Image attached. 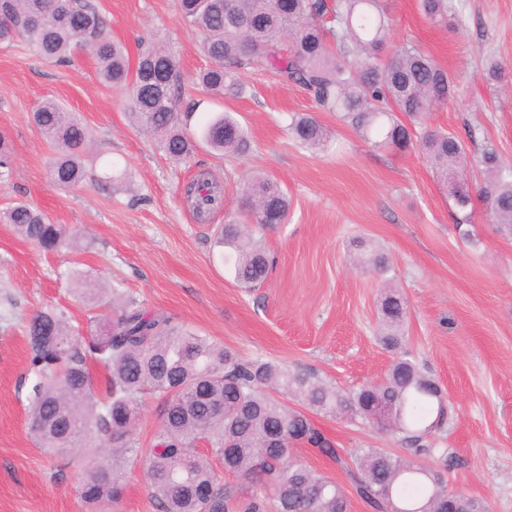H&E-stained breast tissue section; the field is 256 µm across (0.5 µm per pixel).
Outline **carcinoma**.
Instances as JSON below:
<instances>
[{
  "label": "carcinoma",
  "instance_id": "1",
  "mask_svg": "<svg viewBox=\"0 0 512 512\" xmlns=\"http://www.w3.org/2000/svg\"><path fill=\"white\" fill-rule=\"evenodd\" d=\"M176 10L202 34L201 48L213 65L200 73L198 84L214 93L240 95L238 70L262 61L285 84L304 88L325 112H335L376 148L406 151L418 143L424 159L439 177L456 206L462 239L472 231V187L469 172L480 168L485 181L477 193L491 220L512 234V167L497 151L470 153L454 133L423 127L412 138L409 124L423 123L429 112L445 105L455 81L418 43L404 41L384 62L379 52L391 28L386 0H288L281 9L274 0H175ZM424 15L445 21L448 0H420ZM22 41L45 59L68 63L87 51L99 78L126 90L132 124L155 137L171 160L187 158L195 147L187 133L194 109L177 108L178 75L174 57L153 42L138 46L130 62L122 44L105 33V21L90 0H0V45ZM490 82L508 83L498 61L485 65ZM33 122L55 148L52 180L70 188L82 183L81 156L88 137L81 119L45 99ZM288 132L300 145L324 151L328 132L315 116H294ZM201 137L222 155L244 154L250 140L230 112L211 117ZM198 211L214 208L224 198L221 186L202 177L189 184ZM246 223L226 224L221 243L230 249L229 270L236 284L258 288L273 261L253 238L266 229L262 216L287 218V192L268 175L242 187ZM21 238L45 252L79 245L77 233L56 224L37 207L19 202L0 214ZM358 260L384 274L385 255L369 241H356ZM74 291L89 309L112 297V318L97 324L88 343L72 335L62 313L37 311L26 336L32 379L28 388L29 429L38 448L58 455L78 450L79 495L88 512L118 504L125 486L118 472L138 449L132 437L140 416L141 396L162 395V422L150 449L145 477L160 512H265V499L252 487L273 490L275 512H348V496L335 482L295 459L283 458L285 444H303L316 453L343 462L339 449L312 419L368 415L378 408L375 423L402 434L414 454H432L426 437L445 424L444 395L406 353L394 360L378 383L345 394L306 374L292 373L271 361L244 360L209 336L174 324L163 314L138 303L104 282L71 273ZM380 342L402 348L408 314L403 293L388 286L380 296ZM94 359L107 370L105 389L95 390L88 370ZM298 396L302 408L281 397ZM206 441L223 472L244 481L232 492L211 462L197 453ZM441 466L421 470L416 464L381 448H360L351 473L357 494L375 512L392 503L408 512H448L447 451L439 449Z\"/></svg>",
  "mask_w": 512,
  "mask_h": 512
}]
</instances>
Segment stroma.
<instances>
[{"label":"stroma","instance_id":"stroma-1","mask_svg":"<svg viewBox=\"0 0 512 512\" xmlns=\"http://www.w3.org/2000/svg\"><path fill=\"white\" fill-rule=\"evenodd\" d=\"M112 39L135 49L160 41L176 59L196 120L230 112L248 131L242 156L216 155L197 143L182 162L167 159L125 113L124 89L102 82L95 60H45L24 44L0 47V134L11 169L0 177V212L19 201L77 230V250L45 253L0 222V512H88L79 473L63 457L45 455L28 429L32 313L61 310L72 331L89 336L91 315L73 292L69 273L102 278L149 312L212 337L245 359L263 358L313 373L347 392L383 379L396 358L377 340V299L391 278L409 307L404 349L447 398V424L430 436L448 452L451 489L512 512V234L486 217L474 198L480 244L465 245L455 207L419 151L394 152L366 142L336 113L318 111L307 92L283 84L260 64L240 73L241 96L194 87L210 67L201 34L184 23L175 0H93ZM457 19L430 22L419 0H388L391 45L413 40L453 75L457 96L428 122L460 138L475 134L471 152L490 146L512 165V86L481 79L487 58L512 69V0H454ZM46 98L79 113L91 147L85 180L63 189L50 177L55 155L32 122ZM311 113L332 133L330 150L312 151L288 133L290 118ZM202 171L224 186V201L208 219L189 207L185 186ZM115 182L105 183V174ZM258 174L286 190L285 223L261 243L275 259L267 281L239 288L216 238L241 212V188ZM363 237L389 259L387 276L361 268L352 239ZM323 432L351 457L359 448L412 453L398 435L361 418L316 416ZM145 457L120 476L126 494L118 512H159L146 484Z\"/></svg>","mask_w":512,"mask_h":512}]
</instances>
